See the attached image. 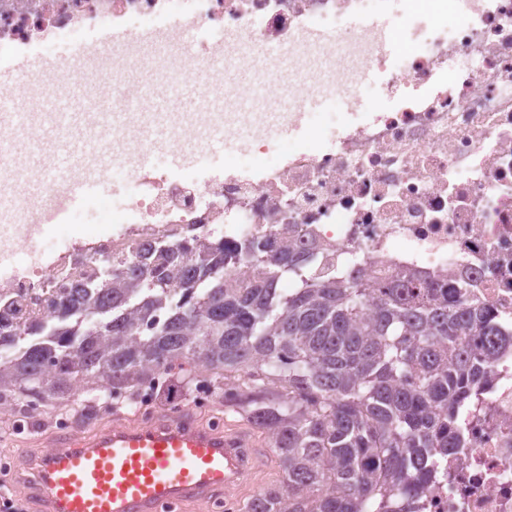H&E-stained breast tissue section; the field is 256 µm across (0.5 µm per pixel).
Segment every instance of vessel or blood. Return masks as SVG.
I'll use <instances>...</instances> for the list:
<instances>
[{
  "mask_svg": "<svg viewBox=\"0 0 512 512\" xmlns=\"http://www.w3.org/2000/svg\"><path fill=\"white\" fill-rule=\"evenodd\" d=\"M147 27L104 28L91 37L73 39L64 49L20 59L13 69L0 71V129L17 128L22 121L36 123L39 135L29 144L43 176L62 186L71 214H87L91 200L119 199L126 183L116 176L122 158L112 151V115L100 111L95 129L85 125L86 103L72 97L59 103L32 101L23 91L33 75L56 72L62 63L81 65L93 55L155 41ZM157 95L164 108L180 112L185 104L201 109L206 96L189 84L181 96L166 87ZM358 101L338 91L329 96L305 95L290 111L313 120L334 108L350 110ZM149 142L139 164L182 167L215 161L224 152V132L216 130L207 155L197 148H171L166 137L143 127ZM39 237L28 233L26 249L0 246V266L40 255ZM44 451L18 458L24 473V495L31 512H164L168 505L201 508L218 494L239 486L255 470L258 454L245 432L209 426L189 407L177 412L151 411L139 420L116 417L96 431L63 430L44 437Z\"/></svg>",
  "mask_w": 512,
  "mask_h": 512,
  "instance_id": "obj_1",
  "label": "vessel or blood"
}]
</instances>
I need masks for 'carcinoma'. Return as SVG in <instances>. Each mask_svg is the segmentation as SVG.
<instances>
[{
    "instance_id": "obj_1",
    "label": "carcinoma",
    "mask_w": 512,
    "mask_h": 512,
    "mask_svg": "<svg viewBox=\"0 0 512 512\" xmlns=\"http://www.w3.org/2000/svg\"><path fill=\"white\" fill-rule=\"evenodd\" d=\"M500 335L441 275L341 277L277 232L210 231L62 289L22 329L0 320V409L24 420L83 390L192 396L196 379L174 369L203 367L282 471L239 512H417Z\"/></svg>"
}]
</instances>
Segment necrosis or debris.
<instances>
[{"instance_id":"1","label":"necrosis or debris","mask_w":512,"mask_h":512,"mask_svg":"<svg viewBox=\"0 0 512 512\" xmlns=\"http://www.w3.org/2000/svg\"><path fill=\"white\" fill-rule=\"evenodd\" d=\"M406 2L393 24L423 37L394 59L379 39L346 25L367 0H0V67L75 34L136 21L189 47L190 70L217 113L232 68L218 42L224 31L294 64L313 51L301 35L327 21L332 42L347 43L354 70L373 71L384 99L380 111L341 122L331 145L303 130L273 168H124L135 193L112 213L118 231L75 243L50 263L11 269L0 279V312L24 328L99 258L131 259L154 241L217 226L244 239L301 224L330 245L337 268L446 275L512 333V0H426L423 11ZM178 14L189 26H172ZM137 62L136 50H126L97 57L91 69L32 76L26 87L38 97L111 83L112 126L136 139L121 87ZM487 373L465 407L463 445L421 494L418 512H512V345Z\"/></svg>"}]
</instances>
